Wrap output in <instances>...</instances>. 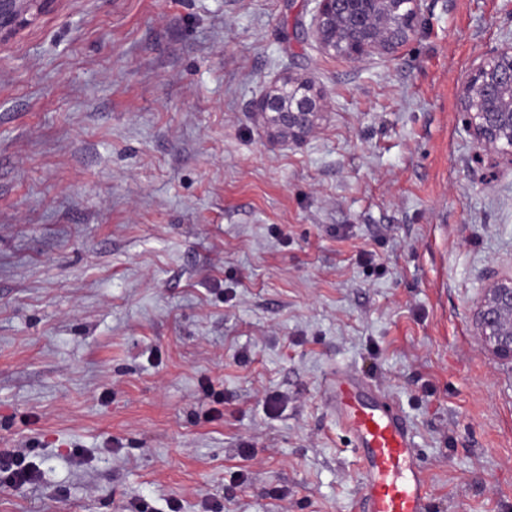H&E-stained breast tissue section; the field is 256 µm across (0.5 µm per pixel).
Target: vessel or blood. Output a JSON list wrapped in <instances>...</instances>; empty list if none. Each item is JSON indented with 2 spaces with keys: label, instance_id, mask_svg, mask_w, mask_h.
I'll return each instance as SVG.
<instances>
[{
  "label": "vessel or blood",
  "instance_id": "vessel-or-blood-1",
  "mask_svg": "<svg viewBox=\"0 0 512 512\" xmlns=\"http://www.w3.org/2000/svg\"><path fill=\"white\" fill-rule=\"evenodd\" d=\"M330 413L352 437L364 479L357 512H430L432 494L402 411L347 368L323 385Z\"/></svg>",
  "mask_w": 512,
  "mask_h": 512
}]
</instances>
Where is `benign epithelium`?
Masks as SVG:
<instances>
[{"mask_svg": "<svg viewBox=\"0 0 512 512\" xmlns=\"http://www.w3.org/2000/svg\"><path fill=\"white\" fill-rule=\"evenodd\" d=\"M52 0H0V40ZM421 21V0H317L311 31L321 50L357 61L392 54L408 43ZM466 131L482 150L512 169V33L472 68L460 98ZM323 96L291 76L260 98L254 112L281 136L300 143L317 126ZM484 345L512 361V272L484 286L473 313Z\"/></svg>", "mask_w": 512, "mask_h": 512, "instance_id": "obj_1", "label": "benign epithelium"}]
</instances>
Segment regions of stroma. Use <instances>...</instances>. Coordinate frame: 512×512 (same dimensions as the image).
I'll use <instances>...</instances> for the list:
<instances>
[{
  "label": "stroma",
  "instance_id": "obj_1",
  "mask_svg": "<svg viewBox=\"0 0 512 512\" xmlns=\"http://www.w3.org/2000/svg\"><path fill=\"white\" fill-rule=\"evenodd\" d=\"M315 7L52 0L0 42V448L41 470L0 512H355L337 365L405 412L431 512H512V363L472 321L512 270V172L459 109L512 0H422L361 61ZM286 75L324 98L298 144L253 114Z\"/></svg>",
  "mask_w": 512,
  "mask_h": 512
}]
</instances>
